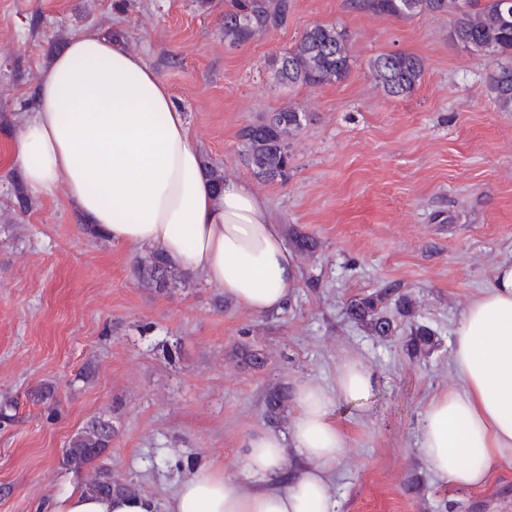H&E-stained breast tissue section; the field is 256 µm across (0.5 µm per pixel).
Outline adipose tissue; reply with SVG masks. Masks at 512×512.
<instances>
[{
  "label": "adipose tissue",
  "instance_id": "1",
  "mask_svg": "<svg viewBox=\"0 0 512 512\" xmlns=\"http://www.w3.org/2000/svg\"><path fill=\"white\" fill-rule=\"evenodd\" d=\"M36 101L14 145L32 190L63 188L94 232L161 253L238 306L270 314L287 305L298 269L281 225L247 183L213 185L184 113L140 56L118 40L81 33L40 76ZM451 363L461 386L430 398L419 448L441 479L477 488L491 463L512 459V258L495 265L490 285L464 308ZM375 383L370 370L349 359L332 387L299 385L290 432L261 429L243 443L252 490L211 463L184 478L163 507L146 495L95 496L77 488L41 510L336 512L328 475L348 438L333 411L361 401ZM288 445L300 464L294 471Z\"/></svg>",
  "mask_w": 512,
  "mask_h": 512
}]
</instances>
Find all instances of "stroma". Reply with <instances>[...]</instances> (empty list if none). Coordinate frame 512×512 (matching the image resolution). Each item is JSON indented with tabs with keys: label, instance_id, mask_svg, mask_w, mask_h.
<instances>
[{
	"label": "stroma",
	"instance_id": "35a3bbf8",
	"mask_svg": "<svg viewBox=\"0 0 512 512\" xmlns=\"http://www.w3.org/2000/svg\"><path fill=\"white\" fill-rule=\"evenodd\" d=\"M288 20L247 44L224 39V0H0V512H36L86 473L64 468L68 441L95 417L112 442L95 460L166 504L200 465L242 477V444L265 417L270 388L332 387L355 359L377 383L336 408L348 448L332 469L338 512H512V460L479 489L441 480L418 444L421 414L459 387L450 359L466 304L512 257V112L485 92L495 60L463 49L445 14L385 18L350 0H288ZM315 24L346 31L351 68L319 86L281 84L276 59ZM121 40L167 83L205 161L249 182L295 252L298 284L281 312L259 315L187 273L169 290L143 283L140 248L93 235L63 188L32 193L13 146L35 109L38 77L81 32ZM411 52L424 72L410 95L388 96L370 71L379 54ZM304 120L288 139L286 179L257 178L239 133L286 105ZM395 288L396 331L350 321V300ZM433 346L414 357L409 329ZM249 348L264 363L245 364ZM51 387L48 403L33 393ZM286 406L272 426L287 431Z\"/></svg>",
	"mask_w": 512,
	"mask_h": 512
}]
</instances>
